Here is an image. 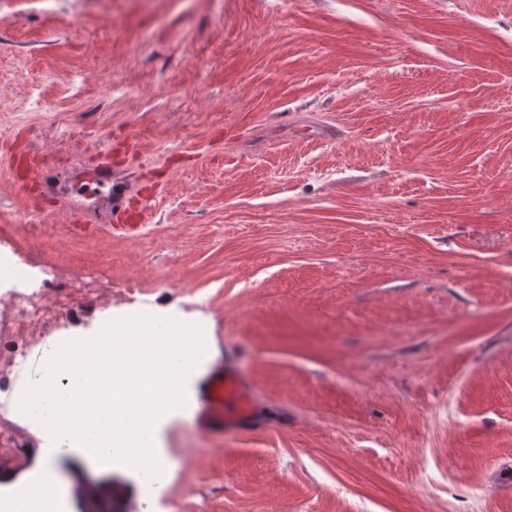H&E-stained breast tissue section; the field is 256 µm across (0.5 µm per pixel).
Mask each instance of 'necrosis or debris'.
<instances>
[{"label": "necrosis or debris", "instance_id": "1", "mask_svg": "<svg viewBox=\"0 0 512 512\" xmlns=\"http://www.w3.org/2000/svg\"><path fill=\"white\" fill-rule=\"evenodd\" d=\"M52 229L45 224H15L0 235V464L15 449L38 446V438L20 423L19 368L32 358H49L59 344L58 331L86 305L108 309L118 296L139 291L136 281L112 286L109 272L88 274L81 260L53 261L47 249Z\"/></svg>", "mask_w": 512, "mask_h": 512}]
</instances>
